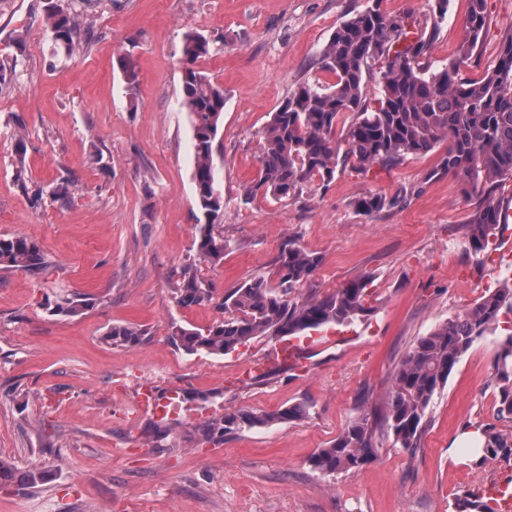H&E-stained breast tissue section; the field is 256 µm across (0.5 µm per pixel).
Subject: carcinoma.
<instances>
[{
  "mask_svg": "<svg viewBox=\"0 0 512 512\" xmlns=\"http://www.w3.org/2000/svg\"><path fill=\"white\" fill-rule=\"evenodd\" d=\"M450 0H434L429 24L392 15L382 0L341 22L314 62L336 82L324 86L305 82L272 113L261 131L262 150L256 178L244 189L246 199L299 196L314 182L323 189L336 173L351 168L367 174L375 167L398 164L408 156H425L444 147L428 178L451 174L475 206L468 215L466 238L474 254L487 250L490 237L508 223L501 193L512 182V32L496 47L493 66L479 80L460 75L483 46L489 25L488 0H467L468 10L456 57L432 70L425 66L445 21ZM45 26L56 52L71 56L90 46L94 34L88 14L74 0H49ZM218 52L215 43L189 32L182 48L180 97L188 114L194 150L193 182L197 206L199 256L212 264L224 259V235L214 218L224 210V194L214 184L213 149L223 119L224 87L197 69L198 61ZM126 83L137 74L132 54L118 56ZM377 67L378 95L370 98L365 74ZM404 200L400 195L373 194L355 200L362 212H380ZM0 265L40 272L47 266L40 247L23 236L0 237ZM320 257L288 240L277 257V282L248 280L224 293V318L205 331L171 327L170 338L180 349L224 355L259 336L271 339L301 336L330 325H342L371 311L369 281L360 277L332 294H312L302 301L295 293L312 285ZM183 306L213 300V289L202 287L196 271L186 267L176 288ZM512 315V287L504 283L463 314L419 337L397 368L384 406L386 426L402 447L418 448L428 425L427 411L435 394L448 382L473 344L495 335L493 379L498 390V417L512 422V329L497 335L502 315ZM136 326L112 327L105 340L120 347L141 342ZM308 406L293 405L257 415L233 410L207 427L211 436L276 421L304 418ZM482 447L472 464L512 457V435L492 427L481 429ZM376 420L363 415L350 422L332 444L312 457V467L336 476L361 467L376 449ZM457 512H495L470 495L458 499Z\"/></svg>",
  "mask_w": 512,
  "mask_h": 512,
  "instance_id": "1",
  "label": "carcinoma"
}]
</instances>
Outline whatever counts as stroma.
<instances>
[{
	"instance_id": "obj_1",
	"label": "stroma",
	"mask_w": 512,
	"mask_h": 512,
	"mask_svg": "<svg viewBox=\"0 0 512 512\" xmlns=\"http://www.w3.org/2000/svg\"><path fill=\"white\" fill-rule=\"evenodd\" d=\"M46 2L0 0V59L18 60L0 85V236L34 241L48 262L38 274L0 266V456L43 476L0 488V512H456L464 494L511 480L502 463L478 469L467 456L465 426L512 431L497 416L488 340L474 343L435 395L416 450L381 432L362 468L327 477L310 464L350 422L379 409L420 336L512 276V223L492 240L499 264L482 263L466 242L471 201L454 176H427L434 153L366 175L345 171L325 191L244 201L261 129L301 83H333L314 61L366 0H100L89 9L95 42L70 57L52 50ZM466 7L451 0L430 68L455 57ZM488 8L491 26L467 78L483 76L512 31V0ZM189 31L224 47L198 64L227 94L214 150L226 250L215 265L196 250L192 133L179 95ZM128 49L132 85L116 63ZM64 179L73 183L67 203L50 194ZM402 191L409 197L398 208L354 206ZM289 239L321 258L313 292L369 278L372 312L304 339V369L278 367L250 382L243 369L267 360L274 340L226 355L170 343L171 324L203 329L221 317L214 304L176 302L184 267L220 296L249 279L275 281ZM71 300L79 312L56 311ZM123 324L144 330L140 344L106 342ZM145 383L189 400L156 422L138 405ZM297 403L309 407L303 419L202 435L224 412Z\"/></svg>"
}]
</instances>
